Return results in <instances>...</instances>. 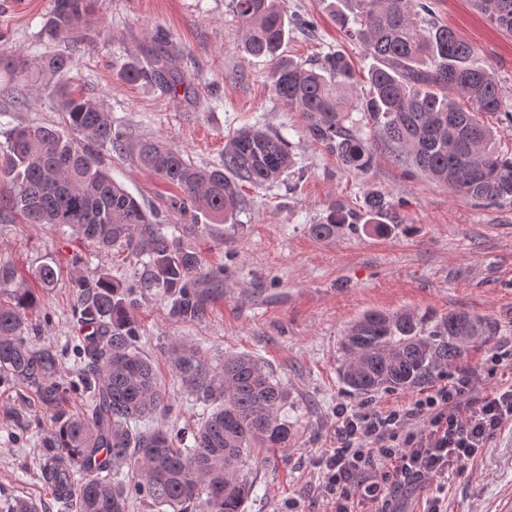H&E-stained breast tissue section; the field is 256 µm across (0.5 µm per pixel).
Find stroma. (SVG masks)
I'll use <instances>...</instances> for the list:
<instances>
[{"label":"stroma","instance_id":"stroma-1","mask_svg":"<svg viewBox=\"0 0 512 512\" xmlns=\"http://www.w3.org/2000/svg\"><path fill=\"white\" fill-rule=\"evenodd\" d=\"M433 19L455 29L489 67L504 104L512 109V38L503 36L470 0H432ZM53 0H0V50L35 59L68 49L72 64L57 75L21 77L0 69V127L63 126L58 85L94 97L119 125L129 146L103 153L115 180L171 224L180 217L171 203L176 186L139 168L133 146L158 138L182 150L197 165L218 164L225 143L239 130L260 126L291 143L294 172L267 188L243 187L235 225L217 224L205 235L183 238L206 267H223L224 283L201 292L202 310L184 319L157 291L137 294L134 319L138 350L153 362L173 410L169 427L191 432L203 404L176 372L172 351L194 349L208 367L226 355L262 361L288 389V417L295 441L287 451L255 450L245 468L253 491L244 512H324L315 486L322 450L336 444L337 403L360 404L341 376L342 339L351 322L368 310H412L442 316L464 309L498 324L512 337V204L478 206L393 162L380 134L367 174L347 170L307 134L300 113L290 111L272 89L269 59L245 53L230 0H92L90 25L69 46L51 41L44 23ZM344 0H285L288 16L314 23L312 33L291 26L285 56L316 62L344 53L356 71L354 96L368 94L373 64L359 43L336 26L332 14ZM166 36L173 64L185 83L178 93L153 82H125L126 64L146 61L158 36ZM23 102H16L17 91ZM397 202L398 229H344L336 239L314 238L332 204L362 211L368 192ZM56 267L58 280L41 290L25 320L24 336L37 347L61 349L62 381L76 377L64 349L80 328L74 319L71 280L107 271L132 284L138 268L118 253H94L83 241L49 224L0 219V265L16 271V285L35 287L42 264ZM50 409L12 382L0 383V503L24 498L42 512H65L43 477V438ZM512 494V424L499 430L477 462L448 481V512H498Z\"/></svg>","mask_w":512,"mask_h":512}]
</instances>
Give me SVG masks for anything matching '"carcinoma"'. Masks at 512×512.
Wrapping results in <instances>:
<instances>
[{
  "instance_id": "cac0c4a2",
  "label": "carcinoma",
  "mask_w": 512,
  "mask_h": 512,
  "mask_svg": "<svg viewBox=\"0 0 512 512\" xmlns=\"http://www.w3.org/2000/svg\"><path fill=\"white\" fill-rule=\"evenodd\" d=\"M282 0H231L243 48L272 62L276 96L300 113L308 135L336 154L348 170L366 173L373 159L371 139L358 133L351 111L363 113L393 146L398 164L410 163L431 180L487 205L512 203V157L500 154L495 134L478 118L498 114L512 127L494 74L476 63L473 46L454 29L431 20L432 0H347L352 15L336 23L360 43L376 65L369 70L370 94L353 105L355 71L341 52L326 53L315 67L285 58L281 48L290 21ZM497 30L512 37V0H471ZM88 0H54L45 24L52 40L64 41L88 25ZM159 51L143 65H130L123 80L143 78L166 92L177 90L170 55ZM16 72L30 66L44 73L68 68L61 54L34 61L18 54L8 60ZM475 105L468 109L448 93ZM72 138L54 126H15L0 144V214L26 224L68 229L98 253L112 251L142 261V288L157 289L183 318L198 314L196 287L202 280L222 284V270H207L201 255L180 245V237L201 235L210 225L203 215L228 223L239 209L238 186L277 182L292 166L290 143L278 132L249 128L224 145L219 166H199L160 139L137 148V162L176 184L182 197L173 209L182 224H165L148 211L102 166L99 151L122 153L124 133L91 97L57 90ZM394 203L379 192L365 197L363 212L332 205L325 222L310 226L321 240L346 225H372L387 236L395 228ZM82 329L77 366L88 392L85 411L70 415L60 407L66 387L61 361L52 347L36 348L22 336L23 316L38 304L30 288L16 287L0 299V377L32 390L54 409L44 437L50 453L44 478L56 499L75 512H129L131 498L167 506L172 512H242L251 484L244 467L254 448L285 450L294 440L283 414L288 390L264 365L244 355H226L205 366L193 352H175L174 364L188 391L206 404L192 432L180 433L151 421L172 409L165 402L151 361L136 347L135 298L102 272L71 281ZM496 323L465 310L441 317L412 311H369L348 327L342 347L344 383L369 395L384 389L429 385L476 348L495 344ZM128 469L127 480L120 479Z\"/></svg>"
}]
</instances>
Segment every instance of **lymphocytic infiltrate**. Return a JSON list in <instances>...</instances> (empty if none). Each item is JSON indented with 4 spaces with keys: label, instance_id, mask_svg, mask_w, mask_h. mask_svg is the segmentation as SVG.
<instances>
[{
    "label": "lymphocytic infiltrate",
    "instance_id": "lymphocytic-infiltrate-1",
    "mask_svg": "<svg viewBox=\"0 0 512 512\" xmlns=\"http://www.w3.org/2000/svg\"><path fill=\"white\" fill-rule=\"evenodd\" d=\"M496 378L478 390L480 375ZM512 423V345L486 355L480 369L447 373L407 405L336 406V446L319 461L318 493L329 512H398L396 500L415 485L436 493L423 512H448L451 475L466 471L505 424Z\"/></svg>",
    "mask_w": 512,
    "mask_h": 512
}]
</instances>
